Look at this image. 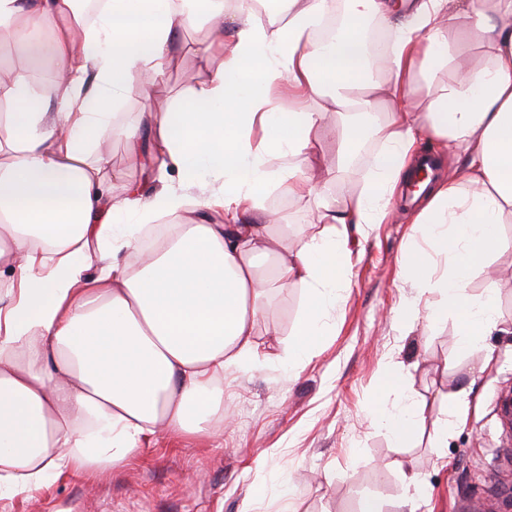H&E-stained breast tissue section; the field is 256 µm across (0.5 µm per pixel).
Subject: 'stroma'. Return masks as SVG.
Instances as JSON below:
<instances>
[{
	"instance_id": "35a3bbf8",
	"label": "stroma",
	"mask_w": 512,
	"mask_h": 512,
	"mask_svg": "<svg viewBox=\"0 0 512 512\" xmlns=\"http://www.w3.org/2000/svg\"><path fill=\"white\" fill-rule=\"evenodd\" d=\"M207 18L196 12L171 61L151 89L132 87L113 108L97 146L111 155L113 199L138 184L152 190L137 154L121 128L137 123L144 110L166 112L176 95L189 94L184 72L208 79L223 61L218 51L202 55ZM265 209L277 211L296 244L309 229L303 201L268 191ZM394 219L369 235L350 234L351 286L330 316L311 362L294 369L279 359L293 340L306 301L300 286L278 292L257 325L258 349L266 362L224 374V407L235 418L223 434L194 438L155 435L143 456L125 468L96 477L61 475L32 495L0 497V512H359L365 497L382 512H408L403 504V467L419 473L427 504L421 512H454L460 498L487 502L488 474L498 447L494 400L512 387V252L493 259L492 277H479L471 292L497 288L503 332L486 337L491 362L481 355L445 362L453 347L454 320L418 319L401 328L393 313L417 299L400 275V260L414 210L403 197ZM400 374L422 407L425 425L409 444L395 445L373 420L384 403L385 372ZM469 390L463 422L448 431L440 448L429 426L450 405L448 394Z\"/></svg>"
}]
</instances>
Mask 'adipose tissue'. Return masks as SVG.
I'll use <instances>...</instances> for the list:
<instances>
[{
  "label": "adipose tissue",
  "mask_w": 512,
  "mask_h": 512,
  "mask_svg": "<svg viewBox=\"0 0 512 512\" xmlns=\"http://www.w3.org/2000/svg\"><path fill=\"white\" fill-rule=\"evenodd\" d=\"M78 4L0 0V36L27 58L0 80V495L36 492L64 472L121 469L160 433L232 425L224 371L261 365L256 328L276 290L304 288L282 355L295 367L311 360L351 284L348 231L390 222L424 134L464 161L430 191L403 251V278L434 300L394 318L455 320L459 356L498 330L496 289L466 285L512 249L501 233L512 221V0H287L265 23L256 0L229 10L203 0L212 38L200 51L219 50L222 65L174 110L122 131L130 144L149 142L150 169L176 168L181 187L132 184L118 202L104 185L110 158L93 145L114 103L165 70L172 40L194 20L176 0H101L90 22ZM340 4L342 29L323 43L317 32ZM367 19L388 32L374 81ZM46 56L57 72L41 82L31 63ZM330 111L337 169L355 147H381L346 200L325 198L310 176ZM276 155L285 165L271 166ZM205 171L218 185L200 188ZM272 189L307 200L320 231L293 247L274 235L281 218L260 205ZM189 207L195 221L140 246L143 225ZM218 211L224 221L212 223ZM381 387L396 400L378 418L404 444L423 412L395 374Z\"/></svg>",
  "instance_id": "1"
}]
</instances>
